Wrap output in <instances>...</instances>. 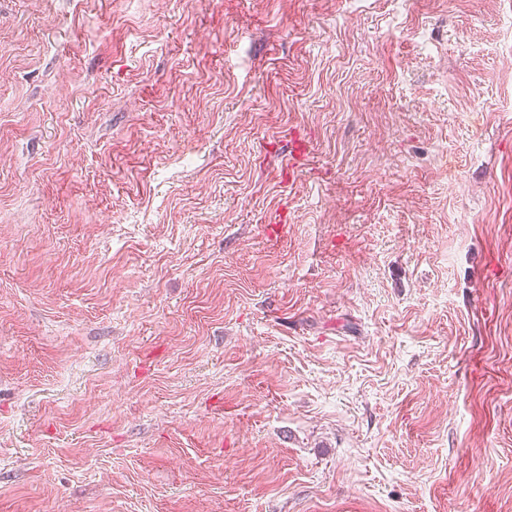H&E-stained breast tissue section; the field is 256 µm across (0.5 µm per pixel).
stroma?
Returning <instances> with one entry per match:
<instances>
[{
    "label": "stroma",
    "mask_w": 512,
    "mask_h": 512,
    "mask_svg": "<svg viewBox=\"0 0 512 512\" xmlns=\"http://www.w3.org/2000/svg\"><path fill=\"white\" fill-rule=\"evenodd\" d=\"M512 0H0V512H512Z\"/></svg>",
    "instance_id": "1"
}]
</instances>
